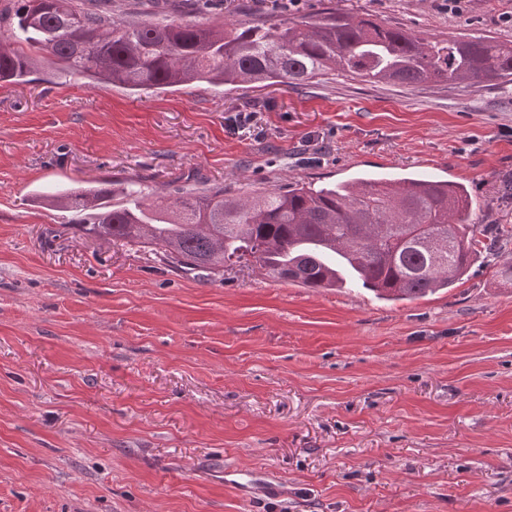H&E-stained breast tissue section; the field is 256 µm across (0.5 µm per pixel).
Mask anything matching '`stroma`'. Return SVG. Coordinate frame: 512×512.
Segmentation results:
<instances>
[{
  "instance_id": "1",
  "label": "stroma",
  "mask_w": 512,
  "mask_h": 512,
  "mask_svg": "<svg viewBox=\"0 0 512 512\" xmlns=\"http://www.w3.org/2000/svg\"><path fill=\"white\" fill-rule=\"evenodd\" d=\"M411 34L512 44V0H346ZM255 115L235 132L236 113ZM414 174L512 227V84L130 91L39 64L0 87V512H512V244L384 300L236 264L204 280L82 234L50 195ZM232 465L274 476L245 499Z\"/></svg>"
}]
</instances>
